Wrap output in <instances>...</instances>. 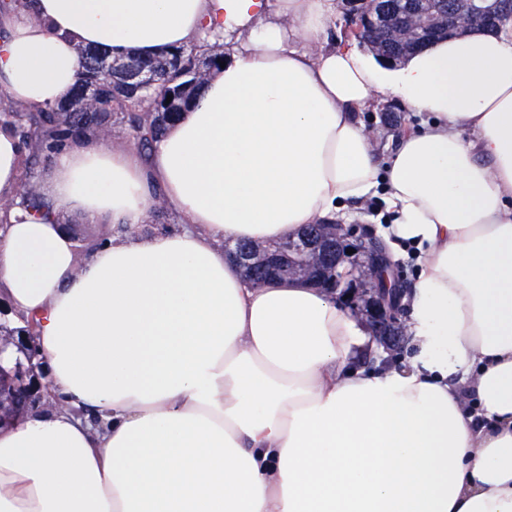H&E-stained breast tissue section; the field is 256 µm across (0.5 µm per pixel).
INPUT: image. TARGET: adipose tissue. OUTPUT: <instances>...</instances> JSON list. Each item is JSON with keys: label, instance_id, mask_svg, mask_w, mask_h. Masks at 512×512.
<instances>
[{"label": "adipose tissue", "instance_id": "1", "mask_svg": "<svg viewBox=\"0 0 512 512\" xmlns=\"http://www.w3.org/2000/svg\"><path fill=\"white\" fill-rule=\"evenodd\" d=\"M0 89L61 103L81 48L236 42L149 155L92 140L40 179L53 214L0 226V302L39 322L56 408L0 428V512H512V33L399 63L327 45L336 0H30ZM426 114L380 160L361 116ZM22 146L0 127V198ZM160 191L179 229L135 234ZM414 246L415 353L366 370L364 320L325 289L251 285L228 240L360 220ZM70 212L129 227L85 256ZM365 213L368 218L358 222L360 224H353L357 237H361L366 234H372L376 237L382 238V230L386 228L388 224H391L392 214L386 210L385 204L377 197L369 199L364 204Z\"/></svg>", "mask_w": 512, "mask_h": 512}]
</instances>
